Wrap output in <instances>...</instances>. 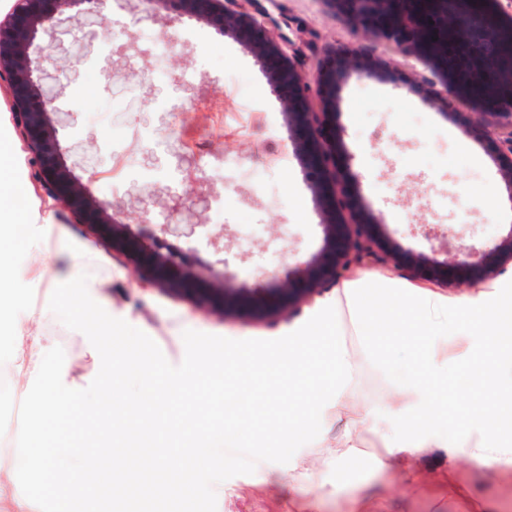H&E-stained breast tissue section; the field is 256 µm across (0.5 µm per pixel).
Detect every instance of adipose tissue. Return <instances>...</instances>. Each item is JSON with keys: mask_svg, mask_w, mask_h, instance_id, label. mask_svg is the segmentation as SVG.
I'll return each mask as SVG.
<instances>
[{"mask_svg": "<svg viewBox=\"0 0 512 512\" xmlns=\"http://www.w3.org/2000/svg\"><path fill=\"white\" fill-rule=\"evenodd\" d=\"M22 186L14 174L12 146L0 139V332L5 353L23 382L17 392L24 414L10 427V448L0 451V502L10 512H80L90 494H102L110 512H124L125 498L117 491L104 461L127 453L143 436H151L146 468L160 473L175 495L190 491L199 466L213 456L197 438L200 420L214 411L211 396L222 390L256 399L258 409L245 413L246 428L265 422L276 435L259 456L276 463L288 443L301 433L310 415L334 411L345 415L347 429L336 439L335 454L326 456L328 470L344 472L358 465L365 434L380 439V460L423 448H437L445 439L439 425L459 421L455 447L472 461L512 475V385L502 371L512 363V334L500 327L498 303L460 318L457 302L432 292L411 293L407 285L387 275L343 283L334 300L322 307L310 327L287 340L277 354L259 352L233 361L221 378H212L205 364L190 375L158 378L136 354L124 363L140 386L133 396L112 397V312L100 307L89 345L100 365L99 375L83 383L58 363L49 340L26 332L33 316L25 291L40 286L44 273L14 266V227L26 225L31 246H40L43 232L14 201ZM486 336L479 348L455 343L459 323ZM357 337L381 368L392 364L391 352L402 344L413 351L408 373L395 384L386 415L350 404L355 364L345 336ZM476 378L486 390L483 399L462 407L452 378L459 371ZM178 407L177 424L168 439L155 437L150 424L140 423L145 408ZM95 422L101 440L88 451L84 437L70 429L75 413Z\"/></svg>", "mask_w": 512, "mask_h": 512, "instance_id": "adipose-tissue-1", "label": "adipose tissue"}]
</instances>
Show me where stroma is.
Masks as SVG:
<instances>
[{
  "label": "stroma",
  "mask_w": 512,
  "mask_h": 512,
  "mask_svg": "<svg viewBox=\"0 0 512 512\" xmlns=\"http://www.w3.org/2000/svg\"><path fill=\"white\" fill-rule=\"evenodd\" d=\"M253 8L277 37L291 43L307 79H314L327 54L355 51L354 66L336 84V154L364 215L385 219L379 234L430 265L450 258L460 244L489 246L512 229V191L476 129L470 105L443 107L431 91L437 77L426 63L340 22L323 0H254ZM106 12L107 20L98 25L83 17L64 21L96 33L76 81L54 91L53 121L59 140L70 148L69 167L95 199L125 213L137 230L143 223L129 203L132 188L159 196L158 214L187 188L207 194L208 206L197 217L203 236L194 244V257L214 273L232 274L228 286L238 305L271 303L279 279H300L304 262L321 249L324 210L311 190L317 174L268 74L244 42L205 20L153 9L147 0H109ZM130 89L135 95L126 110H113V101ZM0 130L16 150L22 205L41 222L47 239L42 256L20 250L14 262L45 265L54 283L32 297L38 312L28 327L51 341L58 361L76 378L97 372L78 318L85 299L67 283L71 266L87 249L99 256L89 275L101 283L100 297L112 307V334L124 340L112 349L114 365L133 351L164 375L204 360L217 378L237 356L257 348L277 353L286 336L308 327L336 293L328 280L292 309L245 320L230 310L203 307L193 295L142 283L107 239L76 223L32 180L31 155L15 131L2 88ZM200 139L211 147L204 163L192 152ZM271 141L283 154L273 169L265 166ZM241 159L253 161V168L238 167ZM390 271L452 300L478 289L512 304L511 266L475 289L441 279L419 282L404 266ZM347 348L357 363L352 403L381 405L392 381L356 337H348ZM343 427L332 414L311 419L293 443L294 454L268 465L231 416H218L201 434L223 467L200 468L182 499L164 486L153 487L142 510L473 512L479 506L512 512L511 476L477 465L463 450L445 448L380 469L378 439L371 434L364 437L361 471L352 480L359 499L350 503L337 496L336 476L322 462ZM305 473L314 480L303 487L299 479Z\"/></svg>",
  "instance_id": "stroma-1"
}]
</instances>
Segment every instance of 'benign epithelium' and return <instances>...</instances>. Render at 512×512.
Wrapping results in <instances>:
<instances>
[{"label": "benign epithelium", "mask_w": 512, "mask_h": 512, "mask_svg": "<svg viewBox=\"0 0 512 512\" xmlns=\"http://www.w3.org/2000/svg\"><path fill=\"white\" fill-rule=\"evenodd\" d=\"M106 0H14L0 19V84H5L18 135L31 153L33 177L66 206L79 224H89L107 237L112 250L132 257L156 279H165L173 290L197 291L203 272L189 265L177 252L161 253L166 238L191 241L198 225L195 213L208 203L193 190L178 197L167 222L144 234L135 232L119 214L87 196L67 165L66 152L51 119L54 98L48 84L71 79L84 58L68 66L55 64L54 53L74 32L61 26L60 15L106 19ZM179 13L202 18L216 29L242 39L270 74L274 92L301 134L311 165L321 177L313 193L324 206V246L309 261L306 272L325 278L349 272L370 261L407 263L416 276H448V265L472 280L494 277L503 263H512V226L498 242L477 250L462 245L451 262L424 267L396 250L393 243L372 232L373 224L358 215L356 200L346 192L336 155V68L324 61L315 83L307 81L295 58L251 11L250 0H177ZM336 18L385 39L395 50L430 65L438 78L434 96L445 107L460 100L476 111L477 122L500 171L508 183L512 203V0H324ZM320 111L311 107L312 99ZM321 284L314 278L297 288L289 279L280 281L282 303L302 302Z\"/></svg>", "instance_id": "obj_1"}]
</instances>
